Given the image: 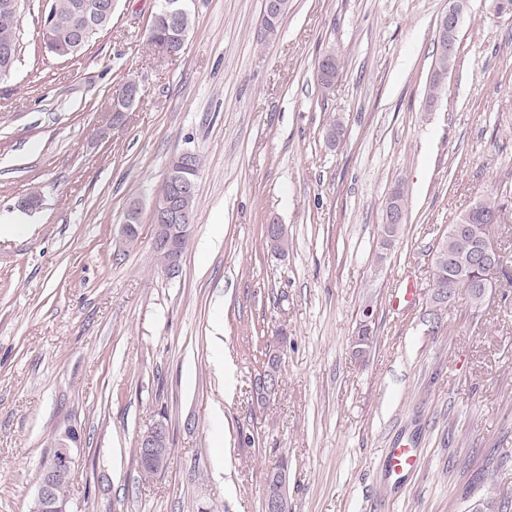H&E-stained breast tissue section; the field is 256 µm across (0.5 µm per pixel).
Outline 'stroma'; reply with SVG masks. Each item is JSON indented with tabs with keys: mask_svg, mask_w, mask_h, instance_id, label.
<instances>
[{
	"mask_svg": "<svg viewBox=\"0 0 512 512\" xmlns=\"http://www.w3.org/2000/svg\"><path fill=\"white\" fill-rule=\"evenodd\" d=\"M159 0H114L80 57L43 48L28 0L22 62L0 80V512H29L52 440L77 428L76 512H263L287 463L289 512H512V264L486 309L458 296L433 330L432 249L480 198L512 190V0H466L456 59L426 95L448 0H193L179 55L147 41ZM341 63L330 92L317 61ZM129 77L141 97L112 120ZM343 133L326 138L333 120ZM202 168L178 276L157 268L152 201L173 156ZM407 219L384 244L396 186ZM139 202L136 246L121 237ZM278 218L288 250L271 252ZM415 306L389 308L404 281ZM374 342L351 354L360 312ZM224 341V368L214 337ZM279 353L276 397L251 389ZM165 424L169 468L139 436ZM416 448L397 478L389 448ZM168 429L163 424H156L143 432L138 440L141 448L139 465H149L158 473L167 469L171 462V448L168 446ZM140 466L145 477L153 476L150 471Z\"/></svg>",
	"mask_w": 512,
	"mask_h": 512,
	"instance_id": "obj_1",
	"label": "stroma"
}]
</instances>
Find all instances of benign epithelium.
<instances>
[{"label":"benign epithelium","mask_w":512,"mask_h":512,"mask_svg":"<svg viewBox=\"0 0 512 512\" xmlns=\"http://www.w3.org/2000/svg\"><path fill=\"white\" fill-rule=\"evenodd\" d=\"M463 0H451L446 10L438 20V43L457 36ZM127 87L122 91L123 101H114V116L130 109L140 97V87L136 80L126 81ZM192 162L188 152L179 155L178 160L168 174L169 178H177L175 186L177 193L169 200L153 199L152 216L154 217L152 245L155 248L165 249L171 253L170 260L165 269L169 276L179 273L183 252L177 246V240L191 234L194 216L188 214L181 205V197L194 188V182L187 179L184 171L191 167ZM141 209L137 202L128 206L122 233L140 224ZM477 256L481 263L493 273L497 271L502 262L501 251L495 244L491 235H486L477 246ZM168 429L163 424H156L143 432L138 440L141 448L139 463L149 465L157 472H162L171 462V448L168 446ZM76 464L75 448L67 435L63 434L52 442V451L44 458L39 468L37 493L31 507V512H71L70 499L58 494L57 488L61 483L69 482ZM286 497V486L276 474L266 479L264 503L266 512H280L282 502Z\"/></svg>","instance_id":"1"}]
</instances>
